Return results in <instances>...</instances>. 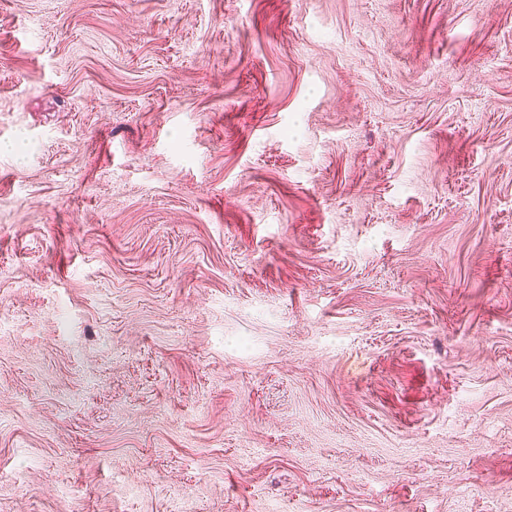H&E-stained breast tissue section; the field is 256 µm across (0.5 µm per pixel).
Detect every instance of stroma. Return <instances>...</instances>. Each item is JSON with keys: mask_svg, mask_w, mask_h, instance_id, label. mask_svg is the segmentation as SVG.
I'll return each mask as SVG.
<instances>
[{"mask_svg": "<svg viewBox=\"0 0 512 512\" xmlns=\"http://www.w3.org/2000/svg\"><path fill=\"white\" fill-rule=\"evenodd\" d=\"M0 512H512V0H0Z\"/></svg>", "mask_w": 512, "mask_h": 512, "instance_id": "obj_1", "label": "stroma"}]
</instances>
